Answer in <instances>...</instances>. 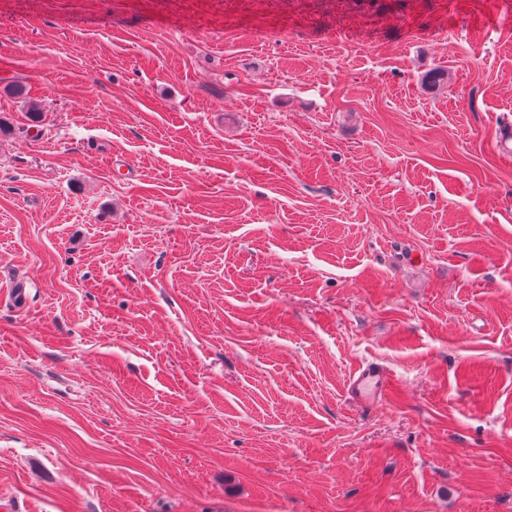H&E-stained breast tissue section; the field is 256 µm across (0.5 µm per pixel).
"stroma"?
<instances>
[{
  "instance_id": "1",
  "label": "stroma",
  "mask_w": 512,
  "mask_h": 512,
  "mask_svg": "<svg viewBox=\"0 0 512 512\" xmlns=\"http://www.w3.org/2000/svg\"><path fill=\"white\" fill-rule=\"evenodd\" d=\"M511 124L512 0H0V512H512ZM349 391L356 397L373 403L387 391V378L377 365H366L354 372L349 381Z\"/></svg>"
}]
</instances>
